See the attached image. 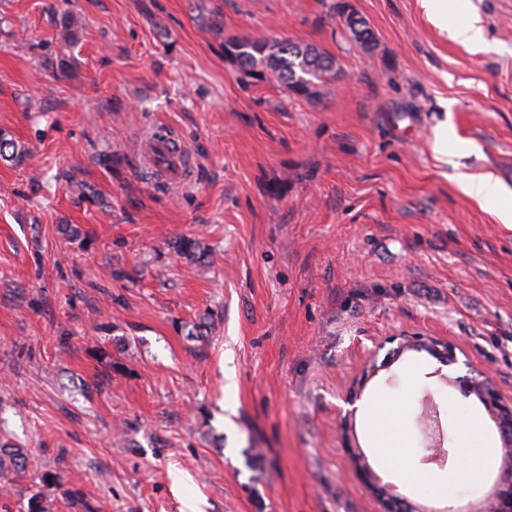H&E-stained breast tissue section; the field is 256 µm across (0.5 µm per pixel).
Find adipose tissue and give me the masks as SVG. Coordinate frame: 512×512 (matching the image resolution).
Wrapping results in <instances>:
<instances>
[{
	"instance_id": "adipose-tissue-1",
	"label": "adipose tissue",
	"mask_w": 512,
	"mask_h": 512,
	"mask_svg": "<svg viewBox=\"0 0 512 512\" xmlns=\"http://www.w3.org/2000/svg\"><path fill=\"white\" fill-rule=\"evenodd\" d=\"M428 14L439 25L451 28L452 36L458 42L468 46L485 44L486 37L478 19L467 18L464 22L452 26L448 23L449 13H461L460 0H423ZM464 191L476 200L500 205L499 214L504 223L512 222V192L489 173L468 175L462 179ZM367 417L375 434L374 448L385 456L401 478L412 485L432 482L436 492L454 497L457 490L471 484L476 468L486 467L493 462L495 455L489 441L480 432L478 412H471L469 421L464 425L466 448L460 467L452 475L435 478L419 469L407 467L409 448L395 430L396 415L393 407L373 401Z\"/></svg>"
}]
</instances>
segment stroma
Instances as JSON below:
<instances>
[{"label":"stroma","mask_w":512,"mask_h":512,"mask_svg":"<svg viewBox=\"0 0 512 512\" xmlns=\"http://www.w3.org/2000/svg\"><path fill=\"white\" fill-rule=\"evenodd\" d=\"M469 6L488 48L421 0H0V130L31 152L0 163V445L27 454L0 507L72 512L73 482L100 512H379L374 483L438 506L376 457L366 411L401 402L409 465L444 474L482 406L463 379L512 402V227L461 186L512 190V0ZM243 36L314 45L343 78L316 102L243 79ZM154 125L184 140V184L146 179ZM482 431L497 467L461 512L507 462ZM450 29L453 38L464 45L479 46L487 42L484 29L476 18L468 17Z\"/></svg>","instance_id":"35a3bbf8"}]
</instances>
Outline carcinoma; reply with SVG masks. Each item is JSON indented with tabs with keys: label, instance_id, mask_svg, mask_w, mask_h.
Returning a JSON list of instances; mask_svg holds the SVG:
<instances>
[{
	"label": "carcinoma",
	"instance_id": "carcinoma-1",
	"mask_svg": "<svg viewBox=\"0 0 512 512\" xmlns=\"http://www.w3.org/2000/svg\"><path fill=\"white\" fill-rule=\"evenodd\" d=\"M230 51L239 70L251 76L258 73L265 81H274L291 94L318 101L324 87L336 80L339 68L336 59L311 47L288 41H269L263 38H234ZM28 148L0 132V161L19 166L28 157ZM25 454L20 448H0V477L24 469Z\"/></svg>",
	"mask_w": 512,
	"mask_h": 512
}]
</instances>
